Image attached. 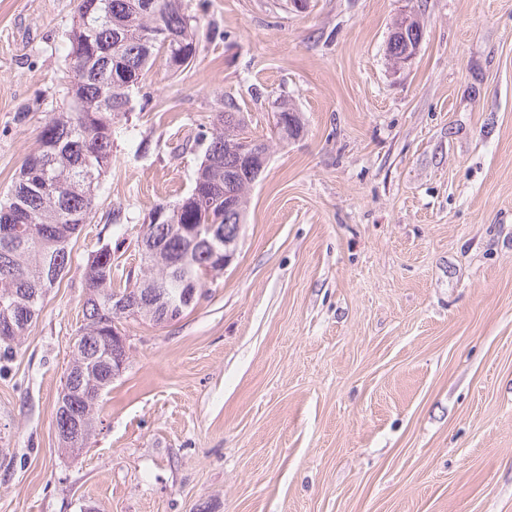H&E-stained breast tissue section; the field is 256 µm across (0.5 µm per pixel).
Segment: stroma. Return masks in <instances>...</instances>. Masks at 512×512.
Masks as SVG:
<instances>
[{
    "label": "stroma",
    "instance_id": "1",
    "mask_svg": "<svg viewBox=\"0 0 512 512\" xmlns=\"http://www.w3.org/2000/svg\"><path fill=\"white\" fill-rule=\"evenodd\" d=\"M184 4L193 63L132 92L72 269L0 357V512H512V0ZM76 5L0 0V196L64 96ZM231 103L271 144L235 259L180 320L121 321L126 367L65 451L87 259L139 274L145 215Z\"/></svg>",
    "mask_w": 512,
    "mask_h": 512
}]
</instances>
